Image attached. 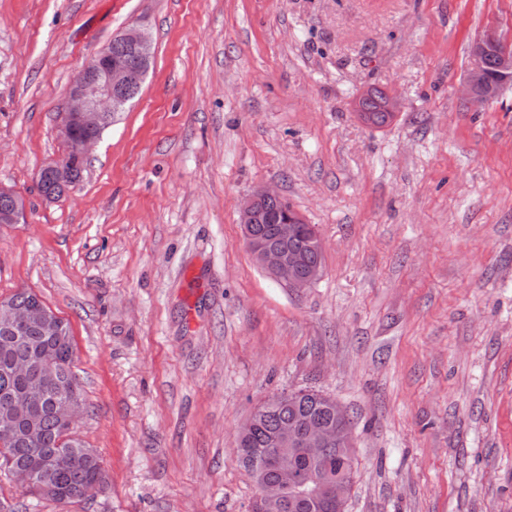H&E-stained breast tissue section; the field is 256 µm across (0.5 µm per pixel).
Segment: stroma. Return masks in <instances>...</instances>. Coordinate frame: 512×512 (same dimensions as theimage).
I'll list each match as a JSON object with an SVG mask.
<instances>
[{
  "label": "stroma",
  "mask_w": 512,
  "mask_h": 512,
  "mask_svg": "<svg viewBox=\"0 0 512 512\" xmlns=\"http://www.w3.org/2000/svg\"><path fill=\"white\" fill-rule=\"evenodd\" d=\"M136 24L140 95L56 200L40 170L86 61ZM512 0H0V298L65 319L79 436L107 475L59 504L0 475L17 512H248L239 427L311 387L353 421L347 512H512V86L464 97ZM401 102L381 129L353 102ZM277 190L322 240L296 293L242 239Z\"/></svg>",
  "instance_id": "1"
}]
</instances>
